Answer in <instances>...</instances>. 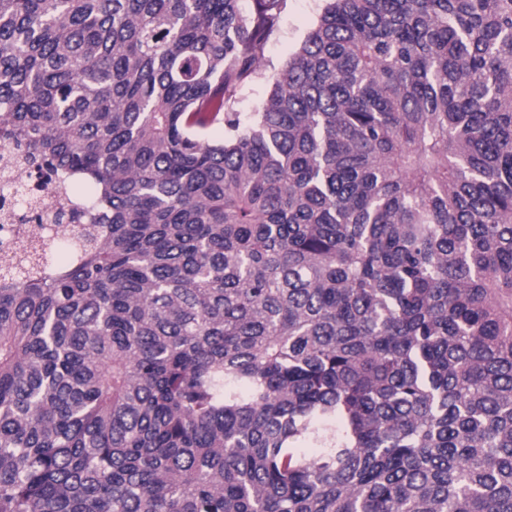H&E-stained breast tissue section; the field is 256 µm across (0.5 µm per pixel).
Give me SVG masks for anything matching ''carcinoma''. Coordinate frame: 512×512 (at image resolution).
Masks as SVG:
<instances>
[{
	"label": "carcinoma",
	"mask_w": 512,
	"mask_h": 512,
	"mask_svg": "<svg viewBox=\"0 0 512 512\" xmlns=\"http://www.w3.org/2000/svg\"><path fill=\"white\" fill-rule=\"evenodd\" d=\"M241 2L0 0V512H512V0ZM323 6V0H287L279 26L266 46L263 75L241 91L237 104L239 112H255L258 103L269 92L271 76L298 49L308 31L317 23ZM0 188L15 195L17 206L24 210L27 209L28 198L34 197L44 217L53 215L60 208L61 197L53 175L39 176L37 172L17 170L7 182L0 177ZM17 189L20 191L15 194Z\"/></svg>",
	"instance_id": "obj_1"
}]
</instances>
